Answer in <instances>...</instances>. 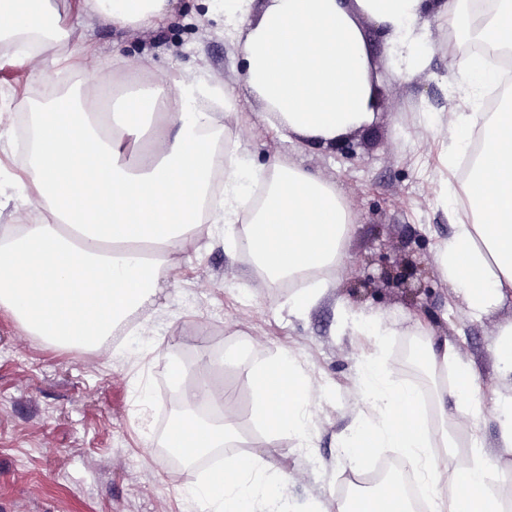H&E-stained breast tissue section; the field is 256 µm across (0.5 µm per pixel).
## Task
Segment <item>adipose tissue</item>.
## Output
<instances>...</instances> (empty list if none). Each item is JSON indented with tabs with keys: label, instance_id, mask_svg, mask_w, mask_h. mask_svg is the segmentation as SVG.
Returning <instances> with one entry per match:
<instances>
[{
	"label": "adipose tissue",
	"instance_id": "adipose-tissue-1",
	"mask_svg": "<svg viewBox=\"0 0 512 512\" xmlns=\"http://www.w3.org/2000/svg\"><path fill=\"white\" fill-rule=\"evenodd\" d=\"M435 11L449 32L475 30L490 50L512 49V0H225L224 36L246 62L241 89L214 85L206 70H173L131 88L114 85L111 68H89L84 28L102 18L113 27L162 31L173 0H69L64 10L45 0H0V42L14 45L0 67L39 60L32 79L81 75L74 89H58L31 112L33 140L20 180L24 194L0 189V207L36 206L41 220L0 230V307L21 328L64 348L91 347L133 311L154 303L176 269L188 236L203 224H235L233 250H247L269 280L340 268L352 216L341 191L317 172L274 158L265 171L246 172L225 157L214 137L236 144L240 92L265 107L268 126L285 139L335 143L369 122L373 72L363 29L385 34L401 81L425 65L420 46L425 17ZM483 131L474 172L454 196L456 231L437 253V269L467 316L482 320L512 301V104L465 114ZM426 362L436 374L434 418L419 412L414 388L386 383L377 357L362 367L357 396L372 407L370 422L343 451L350 468L365 465L372 448H395L424 480L429 512H507L487 478L498 452L472 442L474 461L448 472L460 419L483 410L470 378L449 386L448 340H428ZM181 384L184 413L166 434L167 447L186 458L232 446L231 420H196L193 408L214 401L216 388ZM258 417L310 441L309 379L289 355L248 369ZM273 460L228 456L223 477L198 485L193 498L205 512H250L264 495L262 478Z\"/></svg>",
	"mask_w": 512,
	"mask_h": 512
}]
</instances>
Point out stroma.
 Listing matches in <instances>:
<instances>
[{"mask_svg":"<svg viewBox=\"0 0 512 512\" xmlns=\"http://www.w3.org/2000/svg\"><path fill=\"white\" fill-rule=\"evenodd\" d=\"M213 0H177L175 19L159 33L116 29L95 22L87 37L100 66L113 54L129 61L149 55L158 72L207 67L212 76L239 86L245 63L223 34ZM377 108L363 132L356 158L338 147L279 138L262 119L256 99L241 100L247 130L238 148L245 166L260 171L281 157L319 173L343 193L354 219L343 267L326 276L316 304L297 311L296 289L258 285L252 261L224 249V227L206 225L187 242L157 303L139 310L134 324L95 348H60L26 335L0 310V512H199L191 489L211 472L202 465L163 462L161 445L171 417L162 396L175 391L168 370L178 361L189 380L222 382L245 439L243 452L270 456L287 480L272 495L280 512H336L349 494L340 441L367 417L356 397L359 370L372 356L385 359L392 383L430 391L405 359L426 338L448 339L455 354L448 379L460 367L479 369L473 394L489 403L502 379L489 352L500 326L512 321V303L483 321H468L448 283L437 272L436 251L454 234L447 204L448 116L479 107L451 63L467 53L448 48V32L428 23L430 63L411 81L393 76L385 41L367 29ZM44 83L24 67L0 69V105L42 102ZM418 258L431 287L419 296L386 282L362 284L364 268L383 246ZM379 315L395 322L421 320L427 336L402 333L369 343L342 322L343 313ZM289 353L314 388L309 409L315 453L296 434L275 431L256 418L248 366ZM238 366L221 369L225 355Z\"/></svg>","mask_w":512,"mask_h":512,"instance_id":"1","label":"stroma"}]
</instances>
